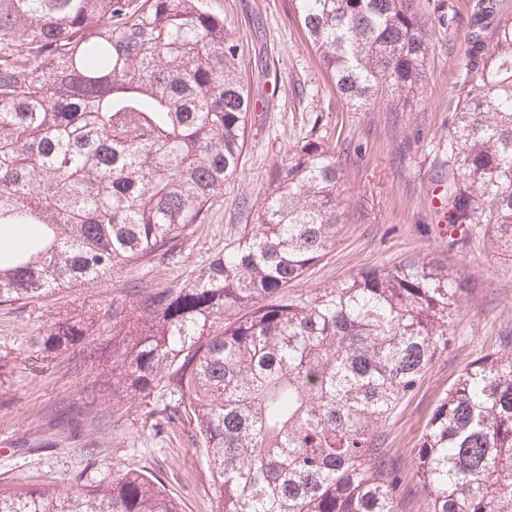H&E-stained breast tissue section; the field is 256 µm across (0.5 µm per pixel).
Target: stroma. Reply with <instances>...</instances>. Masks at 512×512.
I'll list each match as a JSON object with an SVG mask.
<instances>
[{
    "instance_id": "obj_1",
    "label": "stroma",
    "mask_w": 512,
    "mask_h": 512,
    "mask_svg": "<svg viewBox=\"0 0 512 512\" xmlns=\"http://www.w3.org/2000/svg\"><path fill=\"white\" fill-rule=\"evenodd\" d=\"M223 4L241 48L243 79L256 102L240 169L172 259L149 269L117 267L40 299L0 305V361L7 364L0 375V484L70 489L80 482L141 471L162 482L179 512H215L218 493L205 453L191 443L186 426L156 430L143 424L149 407L168 402V388L157 387L146 402L128 401L122 414L113 416L111 396L85 392L92 378L89 367L75 368L67 355H45L35 339L55 318L128 304L129 277L150 288L193 281L240 225L253 223L272 191L276 168L289 149L314 131L343 149V224L335 247L291 284L280 302L426 255L446 260L465 286L452 344L436 353L387 428L389 455L404 480L402 512H428L427 495L413 475L427 422L482 350L494 346L496 339L512 338V273L494 263L481 242L463 247L449 243L435 214L433 189L447 158L471 2L454 0V33L433 24L424 96L400 110L381 99L366 112L349 110L339 98L289 0ZM85 398L94 414L112 415V422L84 424L77 434L50 422L52 408Z\"/></svg>"
}]
</instances>
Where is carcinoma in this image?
<instances>
[{
	"instance_id": "cac0c4a2",
	"label": "carcinoma",
	"mask_w": 512,
	"mask_h": 512,
	"mask_svg": "<svg viewBox=\"0 0 512 512\" xmlns=\"http://www.w3.org/2000/svg\"><path fill=\"white\" fill-rule=\"evenodd\" d=\"M353 110L425 90L428 0H290ZM217 0H0V304L41 298L117 265L172 256L237 175L253 99ZM437 181L453 244L479 239L512 272V14L476 0ZM341 163L319 136L278 169L256 223L197 277L127 289L36 339L75 351L91 390L165 383L152 426L192 425L216 512H400L384 427L452 341L463 284L411 257L273 304L336 244ZM108 335L110 353L95 347ZM90 405L54 417L82 427ZM429 512H512V356L476 357L436 406L414 461ZM0 512H178L153 477L77 490L0 488Z\"/></svg>"
}]
</instances>
